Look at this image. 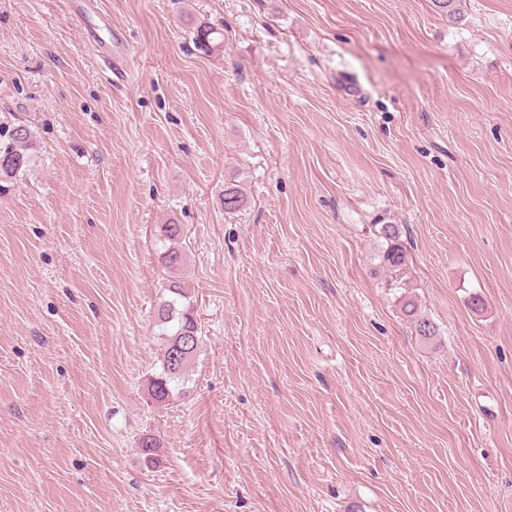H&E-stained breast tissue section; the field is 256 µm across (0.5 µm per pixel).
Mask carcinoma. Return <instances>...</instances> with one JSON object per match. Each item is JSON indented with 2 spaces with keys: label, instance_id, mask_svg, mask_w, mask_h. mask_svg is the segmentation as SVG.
Wrapping results in <instances>:
<instances>
[{
  "label": "carcinoma",
  "instance_id": "1",
  "mask_svg": "<svg viewBox=\"0 0 512 512\" xmlns=\"http://www.w3.org/2000/svg\"><path fill=\"white\" fill-rule=\"evenodd\" d=\"M221 33L212 26H200L196 29L195 43L197 47L206 52L220 39ZM33 146L31 130L25 125H17L3 132L0 130V193L8 188L20 174L28 170L32 163L31 147ZM247 203V197L237 184L227 185L221 204L226 214L241 212ZM377 237L381 239V249L378 254L380 265L395 272H400L407 265V251L402 243V230L398 224L375 225ZM163 237L170 242V246L161 253L162 265L170 270L180 268L185 260L181 240L184 232L182 226L171 222L162 226ZM166 291L169 298L158 308L155 326L159 335L165 342L162 372L151 379L148 388L152 400L157 403H166L174 395L182 392L180 385L185 382L187 366L191 360L187 359L175 364L174 344L177 338L184 336H201L202 327L194 315V308L190 305L189 288L185 282L174 279L168 281ZM406 316L414 318V326L418 335L428 338L435 334L433 324L417 316L415 304L407 300L403 304Z\"/></svg>",
  "mask_w": 512,
  "mask_h": 512
}]
</instances>
